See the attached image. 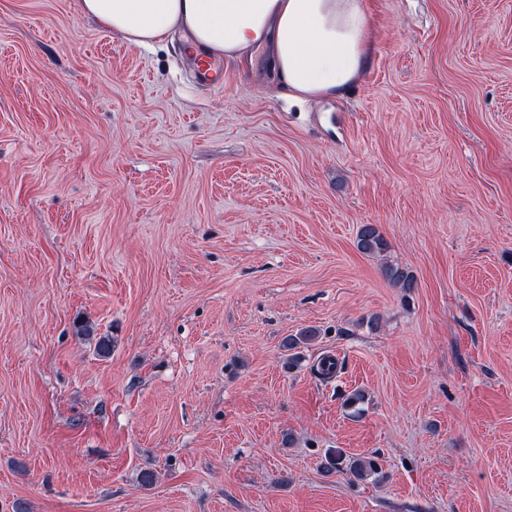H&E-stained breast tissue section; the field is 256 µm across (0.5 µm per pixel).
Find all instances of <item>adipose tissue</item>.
I'll list each match as a JSON object with an SVG mask.
<instances>
[{"label": "adipose tissue", "instance_id": "adipose-tissue-1", "mask_svg": "<svg viewBox=\"0 0 512 512\" xmlns=\"http://www.w3.org/2000/svg\"><path fill=\"white\" fill-rule=\"evenodd\" d=\"M77 12L129 45L179 34L192 56L266 53L274 91L296 103L342 96L373 58L367 0H75Z\"/></svg>", "mask_w": 512, "mask_h": 512}]
</instances>
